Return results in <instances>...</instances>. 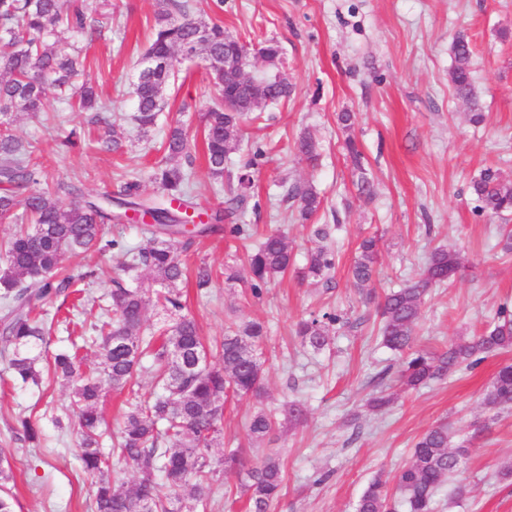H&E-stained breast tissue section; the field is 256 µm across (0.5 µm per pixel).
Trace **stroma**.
<instances>
[{
    "label": "stroma",
    "instance_id": "35a3bbf8",
    "mask_svg": "<svg viewBox=\"0 0 512 512\" xmlns=\"http://www.w3.org/2000/svg\"><path fill=\"white\" fill-rule=\"evenodd\" d=\"M158 0H109L101 35L85 46V79L96 85L112 118L124 130L115 154L101 147L107 126L85 112L61 108L48 94L43 116L18 113L14 129L36 144L43 184H74L85 198L116 191L123 176L136 178L143 195L157 191L151 175L161 160L168 125L196 131L199 117L216 98L202 62L183 61L175 84L164 92L166 107L157 126L138 136L130 121L133 82ZM195 18L222 22L242 40H277L294 90L288 102L265 108L261 123L248 126L250 140L275 150L253 173L254 188L238 219L258 233L277 231L289 244L288 274L253 297L240 280L246 251L225 243L223 234L194 239L189 263L205 262L216 277L206 291L184 287L185 311L205 339L223 336L233 323L259 320L267 335L261 345L264 391L229 399L222 434L208 456L246 446L257 461L279 457L282 496L273 512H353L377 474L394 476L409 460L417 438L431 425L447 423L453 442L470 440L464 470L443 484L434 512H512V481L497 472L512 461V409L491 412L482 398L512 352L488 357L478 367L416 390L397 383L398 354L381 345L375 305L359 299L350 268L364 237L380 240L377 294L414 278L435 248L459 252L466 267L453 282L433 289L415 328L419 343L433 350L492 326L500 305L512 307V256L499 245L501 218L481 212L470 185L485 168L512 183V0H192ZM472 42L470 69L483 114L471 108L449 81L455 65L452 43L459 32ZM356 113L353 129L338 116ZM86 143L67 151L60 140L71 129ZM319 142L315 165L299 160L295 145L303 131ZM354 137L364 156L356 169L346 150ZM366 175L370 197L356 182ZM312 183L322 204L307 223L284 220L286 186ZM331 228L339 250L330 285L301 279L308 254L319 246L313 230ZM72 274L92 271L84 286L105 298L117 275L108 253L67 259ZM350 321L337 330L328 349L316 352L296 334L297 323L322 310ZM392 396L389 406L370 410L375 392ZM304 411L289 419V404ZM67 390L51 373L37 386L20 387L0 378V448L12 456L17 512H91L96 478L78 456L74 430L57 428L65 416ZM260 410L277 415L270 438L248 441L247 425ZM37 419L40 443L17 440L16 420ZM465 496H457V486Z\"/></svg>",
    "mask_w": 512,
    "mask_h": 512
}]
</instances>
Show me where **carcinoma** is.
<instances>
[{
  "mask_svg": "<svg viewBox=\"0 0 512 512\" xmlns=\"http://www.w3.org/2000/svg\"><path fill=\"white\" fill-rule=\"evenodd\" d=\"M97 12L87 0H0V222L16 226L4 243L0 267V340L12 347L5 371L15 384H38L42 370L39 345L50 326L44 306L67 294L74 283L71 276L59 277L66 258H82L91 252H110L119 259L125 278L113 281L107 302L99 306L96 321L83 344L99 343L95 368L82 367L81 346L71 342L53 357L50 369L69 391V407L75 418L79 439V459L88 473L97 477L94 512H176L162 487L182 491L191 500L187 512H208L212 487L221 470L212 465L205 450L212 447L224 420V403L229 396L260 395L262 369L256 347L265 334L264 324L249 321L229 326L221 341L209 344L195 318L182 313V294L177 288L188 270L187 259L179 249L191 241L224 230V237L246 240L250 225L232 221L240 204L253 187L252 169L268 150L259 143L250 145V159L241 167L235 181L229 182L225 207L186 228L184 209H195L188 195L189 167L194 158L189 133L184 125L169 126L162 142L164 157L153 173L160 189L159 198L141 197L140 184L127 180L114 194L86 200L79 187L59 184L55 189L33 186L42 178V168L34 161L35 146L20 138L13 129V115L43 110L48 90L81 112H93V120L103 121L100 113L108 107L99 102L94 87L84 82V58L71 41H93L98 28L89 15ZM208 28L207 42L195 47L197 26ZM278 42L270 39L244 43L226 34L218 23H207L190 14L188 0H159L152 26V38L141 58L167 60L170 68L150 76H137L134 84L136 110L130 121L147 133L165 109L163 92L178 79L174 70L177 58L197 49L209 62L207 74L214 86L224 88V55L249 59L260 51L277 55ZM455 66L450 79L457 98L476 105L469 69L471 44L460 34L453 45ZM224 96L202 114L200 132L210 177L224 181L231 153L241 149L246 123L260 119L262 110L226 112ZM299 159L313 164L319 159V145L310 132H303L296 144ZM480 209L492 214L512 213V184L500 181L487 168L471 182ZM71 197L67 205L59 194ZM291 202L295 220L304 223L318 211L321 199L310 183H294L284 194ZM130 210L151 214L154 223L145 225L148 244L135 249L121 238H107L106 224H120ZM224 227H219V224ZM379 239L370 236L359 245L351 267V279L358 293L372 298L377 269ZM292 265L285 238L271 233L258 241L248 255L247 282L252 294L284 276ZM336 266V252L319 246L310 252L303 276L330 282ZM464 268L459 253L437 248L432 251L418 277L387 293L379 303L382 344L402 356L398 371L400 386L409 390L443 380L456 371L472 369L488 356L512 351V308L497 310L493 327L463 343H453L442 352L415 346L414 327L431 288L443 285ZM147 271L161 286L156 303L178 314L172 323L158 329L159 335L146 332L145 312L150 298L146 292L125 283L139 280ZM196 288L211 287L214 271L202 262L194 270ZM342 314L325 311L298 324L297 333L313 350L330 343V332L345 326ZM150 379L154 388L142 391V381ZM127 391L132 396L124 426L112 438V450L131 463L138 474L131 487L108 474V456L102 448L106 430L100 401L106 389ZM490 410L512 406V364L501 366L483 397ZM275 418L260 410L250 419L251 438L268 436ZM16 436L28 443L39 441L38 422L27 416L17 418ZM470 455L469 446H451L448 425L437 424L424 431L413 446L411 457L393 481L379 475L359 496L355 512H432L433 499L449 478L457 474ZM13 478L6 451L0 448V512H16L15 498L6 485ZM283 485L280 461L269 456L247 469L240 483L248 512H271Z\"/></svg>",
  "mask_w": 512,
  "mask_h": 512,
  "instance_id": "1",
  "label": "carcinoma"
}]
</instances>
